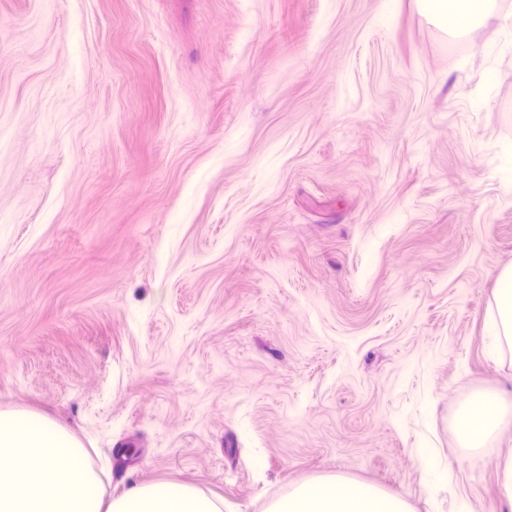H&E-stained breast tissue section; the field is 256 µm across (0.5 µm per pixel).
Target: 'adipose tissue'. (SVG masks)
Segmentation results:
<instances>
[{
  "label": "adipose tissue",
  "mask_w": 512,
  "mask_h": 512,
  "mask_svg": "<svg viewBox=\"0 0 512 512\" xmlns=\"http://www.w3.org/2000/svg\"><path fill=\"white\" fill-rule=\"evenodd\" d=\"M424 18L451 38L465 37L485 18L499 13V0H416ZM489 330V358L497 360L512 350V266L498 275L493 293ZM512 428V411L496 394L475 397L456 417L458 452L471 459L498 448L503 432ZM269 512H409L405 501L380 489L336 477L306 479L288 496L274 502Z\"/></svg>",
  "instance_id": "1"
}]
</instances>
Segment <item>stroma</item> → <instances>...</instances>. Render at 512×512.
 Segmentation results:
<instances>
[{"mask_svg": "<svg viewBox=\"0 0 512 512\" xmlns=\"http://www.w3.org/2000/svg\"><path fill=\"white\" fill-rule=\"evenodd\" d=\"M509 140L497 17L451 41L415 0H0V409L62 424L115 498L268 512L341 476L512 512V430L464 461L454 427L512 403ZM495 169L500 183L512 188V142L502 143L495 156ZM489 330L492 341L487 349L488 357L497 361L504 357L507 349L512 356V266L498 275ZM414 459L426 484L435 486L446 479L445 472L438 460L425 448H416Z\"/></svg>", "mask_w": 512, "mask_h": 512, "instance_id": "35a3bbf8", "label": "stroma"}]
</instances>
